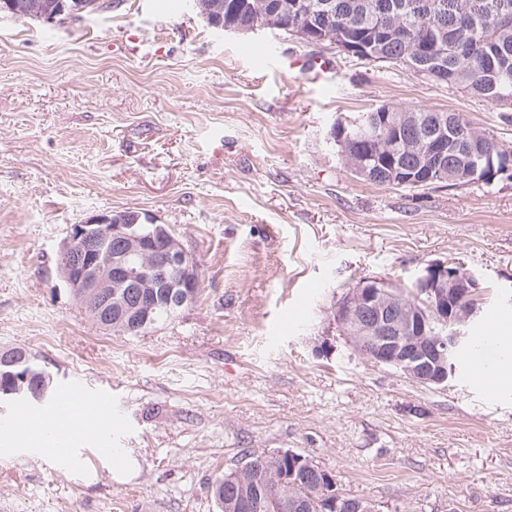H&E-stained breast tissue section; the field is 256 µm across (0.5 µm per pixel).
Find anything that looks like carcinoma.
Returning <instances> with one entry per match:
<instances>
[{
  "label": "carcinoma",
  "mask_w": 512,
  "mask_h": 512,
  "mask_svg": "<svg viewBox=\"0 0 512 512\" xmlns=\"http://www.w3.org/2000/svg\"><path fill=\"white\" fill-rule=\"evenodd\" d=\"M288 2L286 25L322 24L328 34L360 47L364 60L404 66L422 78L452 84L502 108L512 109V0H272ZM38 19L66 12L73 0H28ZM214 15L227 27L255 20L258 0H207ZM448 119V162L462 178L454 185L481 182L488 172L470 176L467 136H480L487 153L509 152L494 137L473 128L456 113L412 110L382 105L358 118V124L336 130V141L368 168L363 180L395 189H408L405 177L414 174L418 155L413 145L432 133L438 117ZM385 131L386 149L377 152L373 133ZM12 356L37 371L33 387L39 396L23 404L53 401L50 378L21 348ZM252 481L240 483L228 471L211 485L217 512H364L367 502L346 497L333 487L334 476L308 469L311 462L299 453H272L251 458Z\"/></svg>",
  "instance_id": "obj_1"
}]
</instances>
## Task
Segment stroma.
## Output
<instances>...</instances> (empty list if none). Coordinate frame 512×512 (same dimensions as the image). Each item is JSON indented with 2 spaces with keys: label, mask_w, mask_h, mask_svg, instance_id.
Listing matches in <instances>:
<instances>
[{
  "label": "stroma",
  "mask_w": 512,
  "mask_h": 512,
  "mask_svg": "<svg viewBox=\"0 0 512 512\" xmlns=\"http://www.w3.org/2000/svg\"><path fill=\"white\" fill-rule=\"evenodd\" d=\"M100 3L52 24L0 14V352L26 350L112 418L68 460L0 457V512H217V477L285 450L377 512H512V386L465 365L423 387L334 320L362 279L411 288L456 259L479 321L512 336V181L377 186L331 137L393 105L512 145V111L281 31L214 32L182 0ZM313 58L323 79L289 66ZM120 211L170 225L200 272L196 300L136 338L57 271L71 225Z\"/></svg>",
  "instance_id": "stroma-1"
}]
</instances>
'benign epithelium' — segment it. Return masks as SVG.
<instances>
[{
  "label": "benign epithelium",
  "instance_id": "obj_1",
  "mask_svg": "<svg viewBox=\"0 0 512 512\" xmlns=\"http://www.w3.org/2000/svg\"><path fill=\"white\" fill-rule=\"evenodd\" d=\"M290 33L305 44L326 41L324 31L309 25H296ZM420 156L424 166L420 182H448L444 126H438L422 144ZM477 158L491 169L499 167L495 177L512 171L509 156L494 160L490 154L479 153ZM59 275L99 325L133 337L154 325L156 309L178 313L200 292L196 263L170 225L142 224L140 216L131 211L96 215L73 225L63 245ZM477 288L473 274L450 269L445 262L426 267L412 300L403 299L400 289L385 279L367 278L346 294L343 308L336 311V324L356 327L363 320L373 321L359 329V335L346 337L355 351L419 385L441 386L448 382L454 352L480 312ZM428 321L443 328L428 329ZM22 365L21 361L10 363L21 367L11 377L15 394L30 388L34 374Z\"/></svg>",
  "mask_w": 512,
  "mask_h": 512
}]
</instances>
